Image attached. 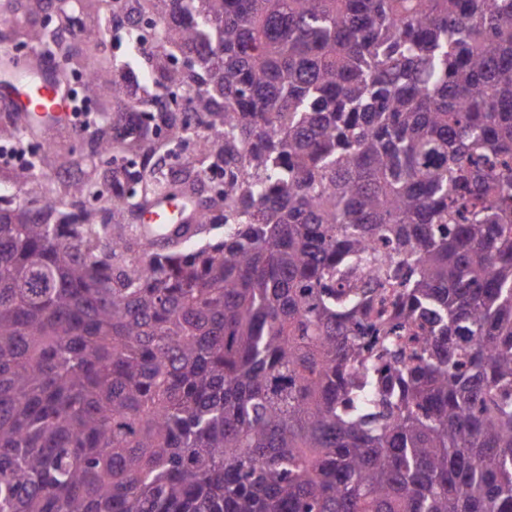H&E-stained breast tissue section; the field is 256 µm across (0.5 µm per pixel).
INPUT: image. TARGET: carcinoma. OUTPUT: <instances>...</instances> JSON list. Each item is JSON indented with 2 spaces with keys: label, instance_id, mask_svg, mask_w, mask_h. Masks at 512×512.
<instances>
[{
  "label": "carcinoma",
  "instance_id": "obj_1",
  "mask_svg": "<svg viewBox=\"0 0 512 512\" xmlns=\"http://www.w3.org/2000/svg\"><path fill=\"white\" fill-rule=\"evenodd\" d=\"M0 50L90 113L0 99V512H512V0H0Z\"/></svg>",
  "mask_w": 512,
  "mask_h": 512
}]
</instances>
